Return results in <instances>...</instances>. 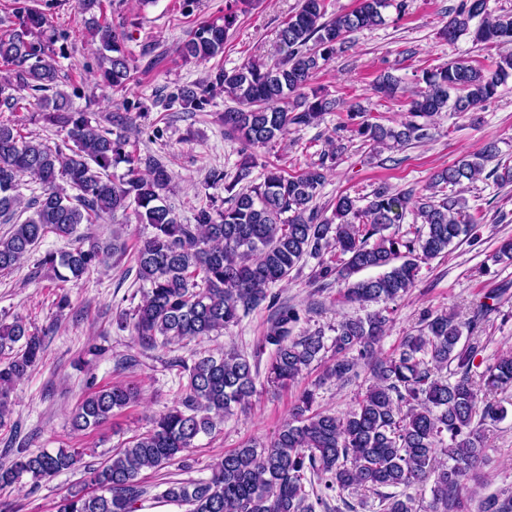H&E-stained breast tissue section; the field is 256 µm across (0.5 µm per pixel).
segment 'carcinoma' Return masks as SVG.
I'll return each mask as SVG.
<instances>
[{
    "instance_id": "1",
    "label": "carcinoma",
    "mask_w": 512,
    "mask_h": 512,
    "mask_svg": "<svg viewBox=\"0 0 512 512\" xmlns=\"http://www.w3.org/2000/svg\"><path fill=\"white\" fill-rule=\"evenodd\" d=\"M102 2L77 0V7L89 15L85 30L100 44L102 84L124 92L134 70L125 48L129 36L123 25L96 17ZM248 3L227 0L221 17L198 25L177 45L178 56L201 63L224 54L228 33ZM487 3L460 0L449 12L443 37L511 43L512 13L496 15ZM389 5V0H357L353 10L328 19L326 0H302L277 32L284 58L253 61L231 71L212 69L202 82L170 93L166 106L202 112L216 93H225L237 103L222 115L225 132L247 147L267 145L292 126L316 125L336 109V100L317 90L306 95L302 89L336 53L346 50L349 34L383 24ZM47 6L43 0H11L10 25L0 31V107L17 112L26 108L27 97L36 99L39 112L31 119L66 133L72 145L52 147L0 122V222L12 225L0 237V271L19 266L54 234L70 240L71 248L47 253L42 263L58 281L76 283L125 247L118 238L108 245L91 241L78 232L79 226L132 208L152 228L137 250V276L147 288L131 316L119 323L131 325L140 342L165 346L218 336L265 302L271 312L265 336L273 346L270 380L289 385L329 351L336 359L327 365V377L345 383L362 371L368 374V386L345 414L318 409L315 391L305 390L269 447L259 451L245 444L227 452L209 478L170 483L156 498L185 512H316L327 504L306 489L310 473L330 491L366 490L380 496L386 501L384 512H414L413 498L381 489L420 488L431 481L430 512H463L460 489L485 456L481 426L507 416L494 394L512 387L509 351L485 365L480 374L484 400L478 398L473 368L482 346L474 333L495 307L479 302L467 322L428 311L418 334L404 337L385 357L377 350L391 322L390 304L413 288L420 262L447 254L478 230L475 215L455 187L479 179L493 160L489 175L510 183L512 160L501 159L497 142L490 141L480 152L434 174L428 194L395 192L381 184L363 207L348 195L339 197L328 218L316 199L343 144L330 141L329 151L297 174L269 165L258 184L250 180L255 157L244 152L231 181L221 169L210 171L212 182L224 183L231 194L228 206L205 203L195 210L194 223L183 224L166 203L171 180L166 165L158 158L142 159L128 132L92 124L88 113L59 89L56 57L64 54V46L58 42L68 35L53 27ZM511 76L512 55L500 57L493 69L458 58L423 71L425 88L412 95L404 122H371L367 109L354 103L346 109V126L366 143L402 149L426 137L438 113L480 110ZM396 89L391 74L372 83L380 98L392 97ZM122 163L127 171L116 180L112 169ZM25 178L41 188L27 204L19 193ZM411 204L420 223L402 234H384L401 222ZM309 257L318 259L314 281L333 279L341 285L344 302L376 306L363 316L338 321L329 344L321 329L292 335L301 310L270 292L271 285L288 280ZM368 269L380 273L358 277ZM5 352L11 357L0 367V427L10 412L16 381L43 357L44 341L15 317L0 324V354ZM450 366L452 383L441 375ZM187 371L177 402L154 420L152 429L92 471L100 493L73 491L57 512H138L147 494L141 473L173 464L234 408L247 406L255 393L257 371L236 351L200 353ZM137 396L130 385L100 388L79 400L72 425L85 430L104 423ZM446 435L450 444L444 449ZM440 449L452 464L437 465ZM11 452L12 464L0 467V486L16 484L25 475L36 483L70 471L82 456L64 448ZM483 512H512V496L488 498Z\"/></svg>"
}]
</instances>
